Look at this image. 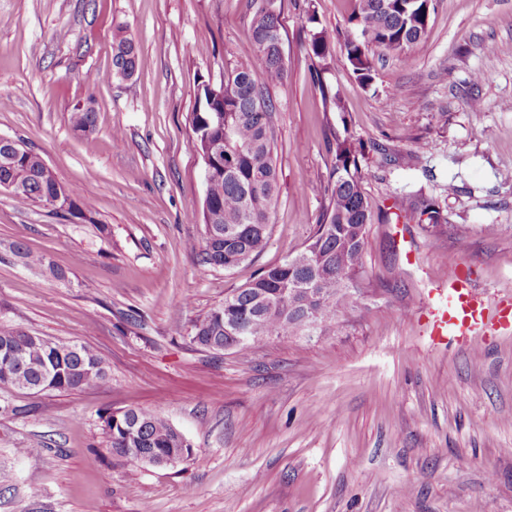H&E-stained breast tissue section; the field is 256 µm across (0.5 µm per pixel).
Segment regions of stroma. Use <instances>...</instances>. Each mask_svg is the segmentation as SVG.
<instances>
[{
	"label": "stroma",
	"mask_w": 512,
	"mask_h": 512,
	"mask_svg": "<svg viewBox=\"0 0 512 512\" xmlns=\"http://www.w3.org/2000/svg\"><path fill=\"white\" fill-rule=\"evenodd\" d=\"M246 4L0 0V138L92 210L0 193V324L90 346L110 377L75 392L0 387V512H512V329L437 345L425 326L448 269L488 301L512 296V0H433L426 38L406 62L376 52L369 87L344 50L354 0H273L288 63L272 90L278 202L267 251L227 273L199 265L203 225L185 219L206 191L187 116L225 60L252 54ZM313 28L335 48L323 72L305 50ZM120 32L137 46L129 79L112 66ZM78 106L95 113L89 133L71 127ZM343 133L374 214L370 316L244 349L193 343L197 318L301 248ZM419 192L447 234L398 216ZM15 241L54 266L41 287L5 259ZM129 408L158 410L189 456L106 455L103 421Z\"/></svg>",
	"instance_id": "stroma-1"
}]
</instances>
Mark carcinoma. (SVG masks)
I'll return each mask as SVG.
<instances>
[{"mask_svg":"<svg viewBox=\"0 0 512 512\" xmlns=\"http://www.w3.org/2000/svg\"><path fill=\"white\" fill-rule=\"evenodd\" d=\"M432 0H355L350 21L358 34L345 40L353 74L365 86L373 81L372 57L380 49L407 54L427 34ZM282 23L275 10L258 5L251 16L254 52L246 59L224 63V79L212 98L202 91L190 115L193 135L190 148L211 157L214 174L206 181L202 218L193 213L189 222L202 221L200 265L230 271L253 262L267 249L271 214L277 201L274 135L277 107L270 87L283 83L288 68L282 50ZM309 54L320 70L328 69L335 49L319 32L310 33ZM115 74L130 78L137 65L134 39L120 37L112 46ZM74 131L88 133L95 126V112L77 108L70 115ZM361 151L347 137L336 136L331 179L323 192L328 204L320 221L295 257L315 254L307 264L282 263L259 269L254 279L224 298V304L198 318L192 341L215 351L244 348L270 336H306L317 329L337 332L343 318L366 317L370 308L353 306V289L367 293L364 252L371 224L359 164ZM12 186V195L34 207L61 190L68 198L67 213L78 209L76 191L63 186L43 159L31 150L16 151L0 141V188ZM422 230L442 235L448 225L438 204L418 194L410 203ZM11 254L40 272L46 269L43 254L19 243ZM316 281L326 289L319 300L306 299L316 313L317 325L301 308L293 306L291 285ZM108 380L103 359L85 345L66 344L23 330L0 327V385L25 391L73 392ZM107 451L122 460L129 449L141 452L182 448L183 435L156 410L127 409L118 420L106 419Z\"/></svg>","mask_w":512,"mask_h":512,"instance_id":"carcinoma-1","label":"carcinoma"}]
</instances>
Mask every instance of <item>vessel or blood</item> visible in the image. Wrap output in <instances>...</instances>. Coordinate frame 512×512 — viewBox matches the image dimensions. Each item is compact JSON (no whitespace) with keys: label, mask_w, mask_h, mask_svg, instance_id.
<instances>
[{"label":"vessel or blood","mask_w":512,"mask_h":512,"mask_svg":"<svg viewBox=\"0 0 512 512\" xmlns=\"http://www.w3.org/2000/svg\"><path fill=\"white\" fill-rule=\"evenodd\" d=\"M448 306L429 324V333L444 341L451 336H467L484 331L489 323L512 326V298L487 306L471 281L458 272H450Z\"/></svg>","instance_id":"b4317fda"}]
</instances>
